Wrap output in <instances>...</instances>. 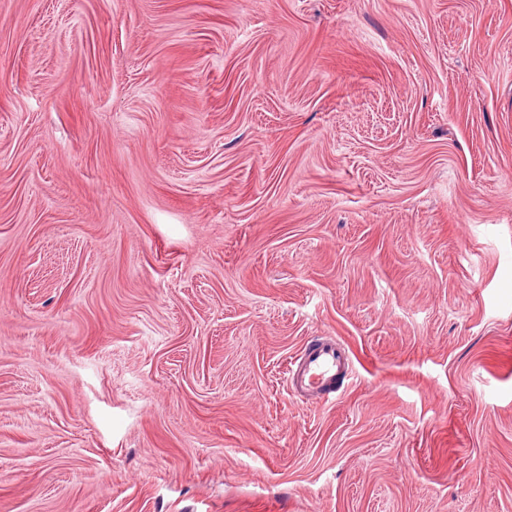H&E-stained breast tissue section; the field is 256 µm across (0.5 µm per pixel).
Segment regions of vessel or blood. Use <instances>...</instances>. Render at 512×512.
<instances>
[{"mask_svg": "<svg viewBox=\"0 0 512 512\" xmlns=\"http://www.w3.org/2000/svg\"><path fill=\"white\" fill-rule=\"evenodd\" d=\"M349 367L348 354L335 340L320 339L304 349L289 372L294 390L329 397L343 382Z\"/></svg>", "mask_w": 512, "mask_h": 512, "instance_id": "b4317fda", "label": "vessel or blood"}]
</instances>
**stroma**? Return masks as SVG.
Here are the masks:
<instances>
[{"instance_id":"1","label":"stroma","mask_w":512,"mask_h":512,"mask_svg":"<svg viewBox=\"0 0 512 512\" xmlns=\"http://www.w3.org/2000/svg\"><path fill=\"white\" fill-rule=\"evenodd\" d=\"M0 512H512V0H0ZM348 354L333 339H318L304 349L289 372L294 390L328 401L347 375Z\"/></svg>"}]
</instances>
